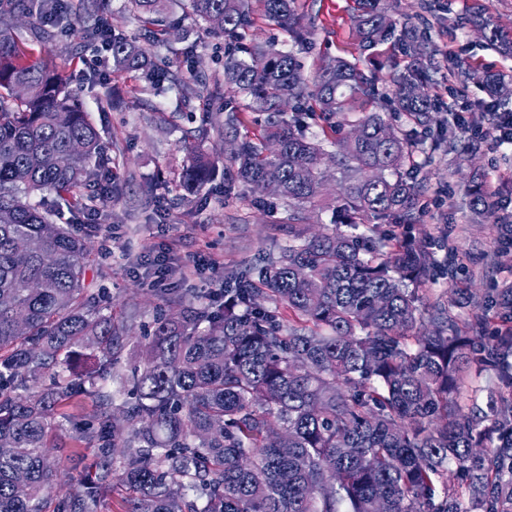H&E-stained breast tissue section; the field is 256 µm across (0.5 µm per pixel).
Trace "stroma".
Returning <instances> with one entry per match:
<instances>
[{
	"label": "stroma",
	"instance_id": "stroma-1",
	"mask_svg": "<svg viewBox=\"0 0 512 512\" xmlns=\"http://www.w3.org/2000/svg\"><path fill=\"white\" fill-rule=\"evenodd\" d=\"M385 8L397 24L425 34L422 62L433 71L428 93L440 107L414 154L421 221L401 225L397 233L422 241L441 268L426 286L431 300L451 303L453 289L465 288L483 313L495 318L497 294L512 288V247L501 242L502 220L512 219V150L488 141L473 146L468 131L488 123L479 109L488 95L478 70L512 84V56L490 46L480 29L488 18L512 32V0H386ZM357 9V0H297L302 39L272 29L257 14L247 40L295 55L309 83L325 61L344 58L373 72L384 95L403 55L388 43L362 47L354 25ZM146 49L150 58L169 60L163 91H155L145 78L117 73L111 54L94 46L85 47L69 69V88L83 103L104 154L124 182L122 192L101 205L95 231L84 238L95 259L87 277L93 290L111 302L113 319L124 322L130 336L151 328L161 289H179L192 303L217 296L228 270L262 263L288 243V207L281 203L271 211L259 206L255 192L227 195L218 187L203 191L202 201L192 205L180 202L184 192L178 180L189 162L186 144H198L221 166L227 155L223 113L206 108V92H184L175 82L190 80L196 72L212 81L222 78L223 39L193 26L185 40L150 43ZM111 88L122 93L121 110L99 109V98ZM360 114L355 103L344 122L308 118L307 133L322 140L327 153H336ZM202 128L209 132L204 140L197 137ZM327 175V194L302 212V224L312 235L331 231L343 195L340 171L331 165ZM487 180L497 188L499 206L478 212L470 205V191ZM156 181L169 186L161 219L147 191Z\"/></svg>",
	"mask_w": 512,
	"mask_h": 512
}]
</instances>
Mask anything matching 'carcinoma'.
<instances>
[{"instance_id": "cac0c4a2", "label": "carcinoma", "mask_w": 512, "mask_h": 512, "mask_svg": "<svg viewBox=\"0 0 512 512\" xmlns=\"http://www.w3.org/2000/svg\"><path fill=\"white\" fill-rule=\"evenodd\" d=\"M172 5L127 0L154 43L176 25ZM180 5L228 36L253 24L250 0ZM259 5L268 22L301 37L295 0ZM84 10L73 0H0V512H46L50 494L52 512H87L114 488L127 493L130 512H512V294L497 302L492 331L469 336L450 306L425 302L429 252L388 233L342 230L357 219L419 221L418 185L402 173L416 140L367 109L374 80L343 58L327 61L307 94L291 54L272 44L224 50L215 94H232L224 130L235 142L224 191L277 184L275 196L292 209V243L225 276L221 304L163 298L114 414L124 326L96 304L82 238L30 201L49 191L83 213L93 176L120 189L102 169L99 133L65 69L34 48L77 17L83 40L106 39L115 68L150 65L138 41L103 34ZM356 24L365 48L394 41L421 52L417 32L397 29L380 0H363ZM483 28L490 45L512 55V36ZM428 80L416 63L391 80L394 111L425 131L438 111ZM482 82L492 102L508 96L501 79ZM308 96L331 117L345 116L351 99L363 112L360 139L334 155L345 182L339 224L311 238L294 222L323 193L327 153L281 109ZM243 106L266 114L256 140L237 132ZM186 150L182 183L195 194L217 169L194 146ZM473 365L496 380L498 397L482 417L461 404ZM79 395L95 402L93 420L59 412ZM73 432L96 448L75 490L60 483L61 458L50 451Z\"/></svg>"}]
</instances>
